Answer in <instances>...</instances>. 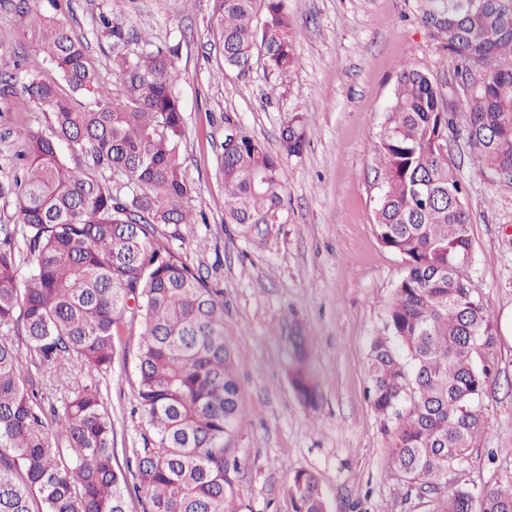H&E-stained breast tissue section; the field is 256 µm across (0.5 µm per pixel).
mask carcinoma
<instances>
[{
    "mask_svg": "<svg viewBox=\"0 0 512 512\" xmlns=\"http://www.w3.org/2000/svg\"><path fill=\"white\" fill-rule=\"evenodd\" d=\"M418 12L423 25L448 29L444 47L468 88L467 144L512 191V0L468 11L461 0H418ZM25 18L37 49L93 106L79 109L30 80L26 92L52 114L53 131L22 133V176L0 186V194H15L33 257L19 277L15 228L0 225V512H128L132 489L144 494L143 512H225L241 463L224 438L243 417L224 302L169 244L180 227L197 223L181 154L176 49L155 47L139 32L144 46L131 54L125 30L100 16L112 39L114 89L65 21L35 9ZM214 19L224 65L236 76L249 74L257 53L274 71L295 66L286 0H216ZM224 125L236 129L224 136V223L258 234L281 216L280 159L227 112ZM451 126L438 83L404 65L377 142L387 169L375 230L406 271L386 335L371 344L367 393L377 414L398 420L395 475L428 495L432 512H512V486H488L478 496L465 483L448 487V473L461 468L484 429L474 404L489 372L473 354L495 342L463 263L470 216L448 155ZM306 127L297 116L283 129V151L301 152ZM61 142L75 165L61 156ZM115 176L130 186L118 187ZM136 322L137 400L150 431L135 467L125 470L98 375L112 369L121 326ZM14 334L25 336L35 371L22 369ZM47 373L61 376L60 410L40 388ZM290 383L303 405H317L302 336L294 339ZM288 493L294 512H328L312 472L295 473Z\"/></svg>",
    "mask_w": 512,
    "mask_h": 512,
    "instance_id": "carcinoma-1",
    "label": "carcinoma"
}]
</instances>
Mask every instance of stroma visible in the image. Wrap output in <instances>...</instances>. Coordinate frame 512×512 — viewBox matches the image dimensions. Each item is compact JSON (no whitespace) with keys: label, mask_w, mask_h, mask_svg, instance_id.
I'll list each match as a JSON object with an SVG mask.
<instances>
[{"label":"stroma","mask_w":512,"mask_h":512,"mask_svg":"<svg viewBox=\"0 0 512 512\" xmlns=\"http://www.w3.org/2000/svg\"><path fill=\"white\" fill-rule=\"evenodd\" d=\"M66 17L106 82H114L112 41L100 14L156 44H176L175 93L183 108L181 145L193 233L170 245L207 276L224 300V331L238 353L243 423L225 439L242 464L226 512H294L295 472L315 473L330 512H431L427 497L391 469L396 419L380 417L366 396L368 354L405 273L383 246L375 211L387 159L376 142L396 75L409 63L429 72L456 111L448 153L466 189L471 261L467 275L489 309L495 344L475 355L491 370L480 433L456 478L475 488L512 483V192L465 145V114L455 63L418 19L417 0H288L295 69L270 71L255 56L249 76L224 67L214 0H0V184L12 182L24 149L20 130L50 133L52 116L27 95L36 78L70 89L26 32L23 10ZM281 155L283 210L262 235L224 221L221 155L224 115ZM308 120L300 155L281 153V132ZM306 336L320 391L309 408L289 382L295 336ZM140 336L117 337L119 355L101 380L112 410L120 466L134 460L149 428L137 403Z\"/></svg>","instance_id":"1"}]
</instances>
